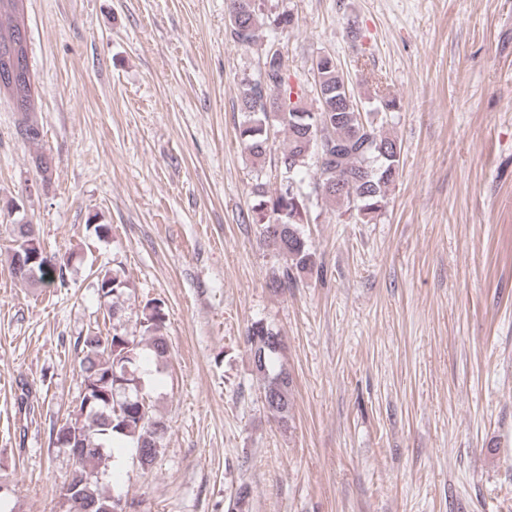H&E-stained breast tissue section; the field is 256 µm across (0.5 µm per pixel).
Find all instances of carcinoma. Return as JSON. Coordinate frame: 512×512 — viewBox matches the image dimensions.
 <instances>
[{
    "instance_id": "carcinoma-1",
    "label": "carcinoma",
    "mask_w": 512,
    "mask_h": 512,
    "mask_svg": "<svg viewBox=\"0 0 512 512\" xmlns=\"http://www.w3.org/2000/svg\"><path fill=\"white\" fill-rule=\"evenodd\" d=\"M17 2L0 0V47L11 38L19 22ZM226 8L230 39L244 47L255 45L260 19L264 18L258 0H226ZM268 21L273 41L261 52L257 71L240 82L242 122L238 133L254 165L261 167L269 159L281 175L279 189L271 195L262 185L255 186L252 206V223L259 226L264 243L284 259L281 274L270 283L277 291L296 283L297 277L317 266L316 253L302 231L308 223L309 195L303 191L298 175L314 168L312 193L325 204L344 205V213L354 222L369 224L381 215L387 191L400 176L401 145L385 130L386 113L397 108L396 99L378 90L376 105L365 108L354 86L344 79L336 57L329 53L318 56L312 66L319 77L320 93H315L309 82H290L284 54L276 41L288 34L293 16L283 11L268 17ZM309 96L316 108L307 110L305 117L293 112V106L302 105ZM279 126L288 133V144L280 151L274 149L273 141ZM12 242V266L22 245L35 244L32 251L40 255L29 274L17 280L38 284L55 270L59 280L65 279L67 265L52 262L31 225H14ZM97 289L109 315L118 321L134 322L139 332H130L121 324L112 326L110 333L98 331L78 337L82 396L74 413L56 428L55 439L77 433V442L64 447L72 469L61 490L77 494L80 508L61 500L60 512H108L115 506V495L102 482L99 466L111 458L113 443L120 440L135 448L140 468L148 471L169 429L165 421L154 416L150 406H144L142 413L138 409L141 360L149 355L162 368L171 356L164 303L153 299L136 311L128 310L122 299L129 282L117 271L99 273ZM246 341L253 368L263 381L265 405L286 425L292 410V378L275 365L282 336L256 321L248 327Z\"/></svg>"
}]
</instances>
